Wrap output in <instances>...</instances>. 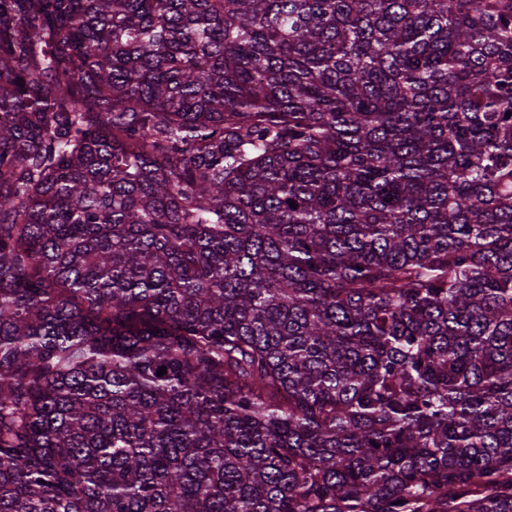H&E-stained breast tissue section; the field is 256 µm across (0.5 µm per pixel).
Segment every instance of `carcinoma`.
I'll use <instances>...</instances> for the list:
<instances>
[{
    "mask_svg": "<svg viewBox=\"0 0 512 512\" xmlns=\"http://www.w3.org/2000/svg\"><path fill=\"white\" fill-rule=\"evenodd\" d=\"M508 112L512 0H0V512H512Z\"/></svg>",
    "mask_w": 512,
    "mask_h": 512,
    "instance_id": "obj_1",
    "label": "carcinoma"
}]
</instances>
